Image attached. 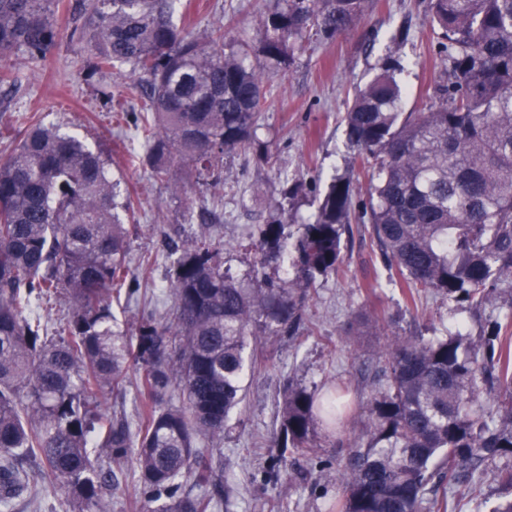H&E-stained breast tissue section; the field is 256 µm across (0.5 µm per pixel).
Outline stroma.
Here are the masks:
<instances>
[{"mask_svg":"<svg viewBox=\"0 0 512 512\" xmlns=\"http://www.w3.org/2000/svg\"><path fill=\"white\" fill-rule=\"evenodd\" d=\"M56 14L59 37L44 61L33 66L17 57L0 58V70L12 69L15 82L0 86V161L7 159L15 136L29 117L84 137L112 164L113 176L127 187L134 206L132 260L151 257L154 264L140 274V289L128 301L113 305L116 322L135 335L144 301L160 293L173 260L167 235L177 226L186 234L207 233L223 240L224 266L244 276L256 254L247 231L263 224L281 199L284 181L303 184L294 202L299 218L315 211L332 177L350 178L367 190L365 171L351 162L340 117L356 87L380 71L386 57L402 69L403 109L422 112L430 105L443 63L433 50L422 0H376L357 29L346 36L321 40L268 83L269 93L257 130L274 158L261 160L255 149L224 158L223 184L198 193L183 165L172 166L168 178L130 153L115 123L121 104L130 99L131 80L124 71L92 73L94 58L86 44L72 41L74 22L59 0ZM269 0H191L185 22L194 34L224 23L254 31L255 17ZM200 220L185 224L186 208ZM343 273L319 283L304 309L311 333L299 341L267 336L265 359L246 379L247 396L224 427V437L212 450V464L224 475V499L217 512H329L339 493L335 467L319 469L309 461L278 463L272 438L280 423L281 390L294 380L308 389L345 381L355 409H362L368 389L374 337L356 335L353 316L364 308L380 318H393L402 334L425 326L452 328L463 323L478 332L468 313L451 314L442 299L427 296L418 307L406 306L369 235L354 232L343 240ZM110 512H146L139 472L134 461L117 468L109 496ZM70 495L62 482L36 475L34 492H25L11 504V512H70Z\"/></svg>","mask_w":512,"mask_h":512,"instance_id":"35a3bbf8","label":"stroma"}]
</instances>
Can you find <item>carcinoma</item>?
Here are the masks:
<instances>
[{
	"mask_svg": "<svg viewBox=\"0 0 512 512\" xmlns=\"http://www.w3.org/2000/svg\"><path fill=\"white\" fill-rule=\"evenodd\" d=\"M180 0H74L98 70L129 69L133 127L158 178L179 162L195 183L221 182L224 156L258 145L266 85L316 35L354 29L371 0H274L251 44L219 24L199 38L177 20ZM53 0H0V56L43 59L57 36ZM435 49L448 64L425 112L402 111L399 62L355 90L346 141L370 168L366 198L333 177L313 217L297 220L295 188L251 227L252 275L224 269V244L169 238L165 285L174 322L143 316L135 338L112 326V296L132 297V203L79 137L38 121L0 162V505L31 488L30 466L66 484L74 512H110L113 468L133 459L149 512H214L222 485L200 438L224 436L261 363L264 336L303 338L302 311L339 274L352 212L417 306L435 295L481 330L394 336L374 354L358 432L336 438L341 495L331 512H512V0H426ZM298 230L291 231L292 225ZM289 261L273 282L270 261ZM67 313L48 317L51 301ZM139 371L137 429L102 399ZM180 404L161 407L170 391ZM276 447L291 460L318 448V426L349 418L340 396L292 382ZM506 495L488 506L490 468ZM190 480L204 493L178 495Z\"/></svg>",
	"mask_w": 512,
	"mask_h": 512,
	"instance_id": "1",
	"label": "carcinoma"
}]
</instances>
